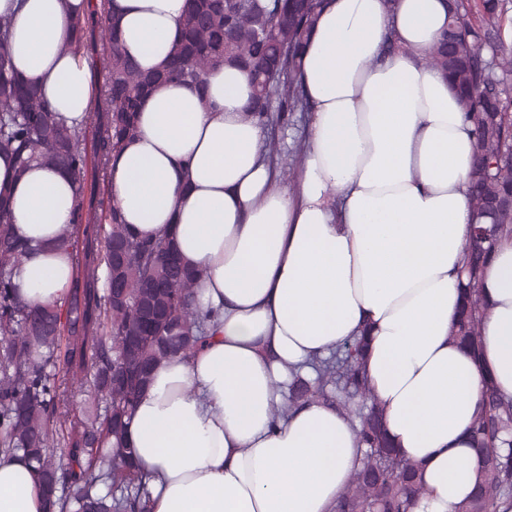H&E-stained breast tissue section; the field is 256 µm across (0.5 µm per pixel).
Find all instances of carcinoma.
Instances as JSON below:
<instances>
[{"label":"carcinoma","instance_id":"obj_1","mask_svg":"<svg viewBox=\"0 0 512 512\" xmlns=\"http://www.w3.org/2000/svg\"><path fill=\"white\" fill-rule=\"evenodd\" d=\"M448 2V27L428 62L448 78L474 135L476 223L459 270L462 303L451 338L476 358L484 271L498 238L512 236V50L500 39L505 0ZM113 3L101 0L97 9L74 15L67 46L83 58L85 37L100 15L105 83L90 119L103 169L136 136V113L159 83L202 89L204 75L221 65L250 73L247 112L263 125L308 111L301 59L324 0H187L182 36L153 73L140 71L125 54ZM10 26L0 16V154L14 158L18 177L33 162L71 173L78 204L73 230L63 236L75 279L61 303L31 306L13 281L30 247L15 232L8 192L0 190V452H20L35 464L47 512H148V482L136 470L127 429L155 368L190 356L206 341L211 316L200 313L193 296L201 270L180 259L169 235L134 234L112 202L84 205L86 127L67 124L35 80L9 70ZM100 218L109 224L103 236ZM368 345L364 333L312 361L316 378L296 377L276 415L312 401L347 411L365 451L334 512H409L423 491L419 467L386 433L384 411L364 373ZM88 380L104 409L72 405ZM470 437L486 465L460 512H512V398L498 395L490 382Z\"/></svg>","mask_w":512,"mask_h":512}]
</instances>
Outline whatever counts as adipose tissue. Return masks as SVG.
Returning <instances> with one entry per match:
<instances>
[{
    "label": "adipose tissue",
    "mask_w": 512,
    "mask_h": 512,
    "mask_svg": "<svg viewBox=\"0 0 512 512\" xmlns=\"http://www.w3.org/2000/svg\"><path fill=\"white\" fill-rule=\"evenodd\" d=\"M125 52L152 71L181 36L185 0H115ZM90 0H0L13 17L10 65L81 126L87 67L65 50ZM445 0H327L302 58L310 104L296 188L278 187L265 132L247 118L245 71H209L205 91L156 86L110 172L112 201L141 236L173 235L202 270L209 339L153 373L129 426L151 512H332L362 457L347 413L311 402L285 417L293 375L369 328L365 373L388 434L420 463L411 512H458L482 459L469 429L486 380L512 397V239L483 280L482 355L450 331L472 234L474 136L428 54ZM396 48L384 53L386 36ZM209 107H202L201 95ZM11 221L31 246L13 271L32 305L61 300L73 268L60 237L77 204L71 174L16 177L0 156ZM0 512H43L33 465L0 454Z\"/></svg>",
    "instance_id": "adipose-tissue-1"
}]
</instances>
